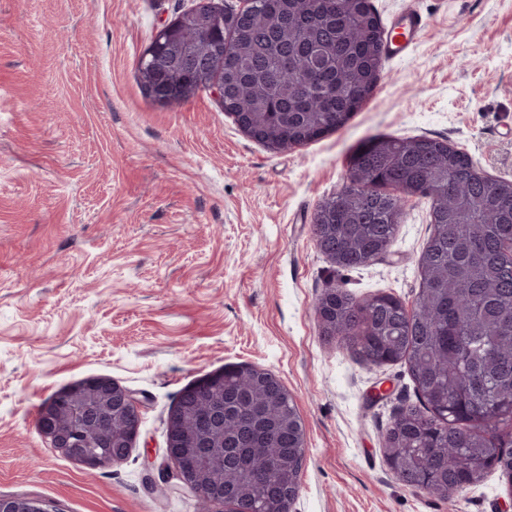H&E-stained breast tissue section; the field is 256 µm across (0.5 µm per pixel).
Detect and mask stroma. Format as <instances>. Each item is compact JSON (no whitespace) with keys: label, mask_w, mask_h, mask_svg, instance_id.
<instances>
[{"label":"stroma","mask_w":512,"mask_h":512,"mask_svg":"<svg viewBox=\"0 0 512 512\" xmlns=\"http://www.w3.org/2000/svg\"><path fill=\"white\" fill-rule=\"evenodd\" d=\"M193 0H0V496L56 512H198L147 486L168 413L227 365L275 374L305 429L293 512H512L499 472L447 501L404 485L386 431L416 402L404 363L368 367L326 339V285L413 307L433 231L409 197L388 251L336 267L312 219L377 135L426 136L512 181V0H371L382 29L415 5L426 29L385 59L341 128L273 151L208 90L146 97L138 62ZM107 377L142 402L129 456L90 469L51 448L45 400Z\"/></svg>","instance_id":"stroma-1"}]
</instances>
